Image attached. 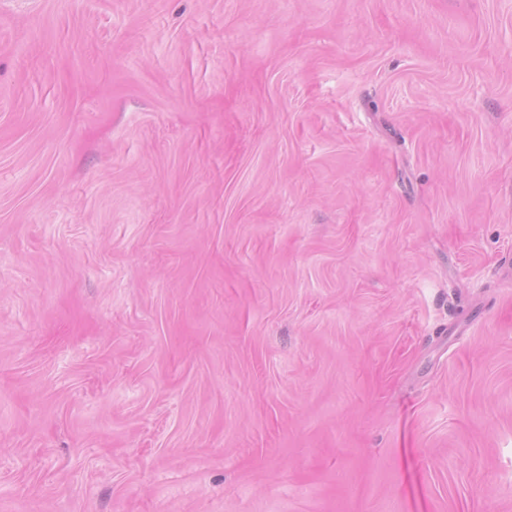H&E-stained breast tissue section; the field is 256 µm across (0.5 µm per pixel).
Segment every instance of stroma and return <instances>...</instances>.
Listing matches in <instances>:
<instances>
[{"instance_id":"stroma-1","label":"stroma","mask_w":512,"mask_h":512,"mask_svg":"<svg viewBox=\"0 0 512 512\" xmlns=\"http://www.w3.org/2000/svg\"><path fill=\"white\" fill-rule=\"evenodd\" d=\"M0 512H512V0H0Z\"/></svg>"}]
</instances>
